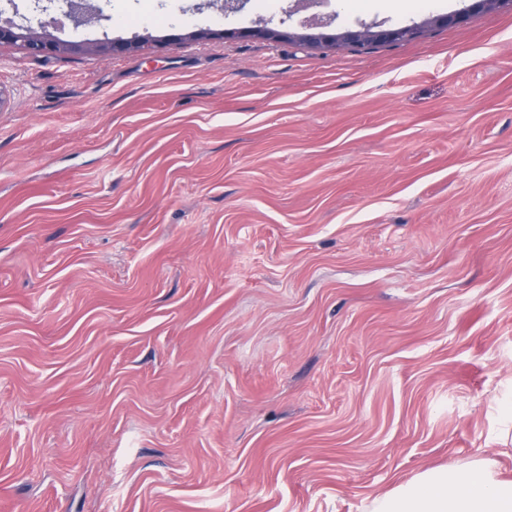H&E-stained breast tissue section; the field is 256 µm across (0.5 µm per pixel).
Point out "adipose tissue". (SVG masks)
I'll return each instance as SVG.
<instances>
[{
    "instance_id": "1",
    "label": "adipose tissue",
    "mask_w": 512,
    "mask_h": 512,
    "mask_svg": "<svg viewBox=\"0 0 512 512\" xmlns=\"http://www.w3.org/2000/svg\"><path fill=\"white\" fill-rule=\"evenodd\" d=\"M365 512H512V479L491 459L434 467L367 499Z\"/></svg>"
}]
</instances>
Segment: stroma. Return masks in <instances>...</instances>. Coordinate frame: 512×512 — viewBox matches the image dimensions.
Returning <instances> with one entry per match:
<instances>
[{
  "label": "stroma",
  "mask_w": 512,
  "mask_h": 512,
  "mask_svg": "<svg viewBox=\"0 0 512 512\" xmlns=\"http://www.w3.org/2000/svg\"><path fill=\"white\" fill-rule=\"evenodd\" d=\"M97 2L149 48L0 44V512H361L512 448V9ZM511 5V0H475L468 10L433 17L419 25L383 28L381 24L372 23L362 24L359 30H348L332 37L319 36V34L296 33L295 35V33L288 32V38L297 37L310 43H336L356 47H364L376 43H398L413 38L425 26H453L465 22L471 11H493Z\"/></svg>",
  "instance_id": "35a3bbf8"
}]
</instances>
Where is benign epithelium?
Segmentation results:
<instances>
[{"label":"benign epithelium","instance_id":"benign-epithelium-1","mask_svg":"<svg viewBox=\"0 0 512 512\" xmlns=\"http://www.w3.org/2000/svg\"><path fill=\"white\" fill-rule=\"evenodd\" d=\"M512 0H474L471 10L476 12L493 11L505 6H511ZM469 10V11H471ZM469 11L438 16L428 19L422 24L385 28L378 23L363 24L358 30H348L336 36L327 37L317 34H285L266 25L256 26L247 32V35L265 39L288 36L298 37L310 43H336L349 46L364 47L376 43H398L413 38L420 29L426 26H453L463 23L469 16ZM61 14L69 18L72 24L80 27H88L104 19L102 12L92 7L85 0H70ZM21 42L23 47L34 56H47L65 50H80L86 43L80 41H50L34 34L29 29L12 20L0 23V43Z\"/></svg>","mask_w":512,"mask_h":512}]
</instances>
